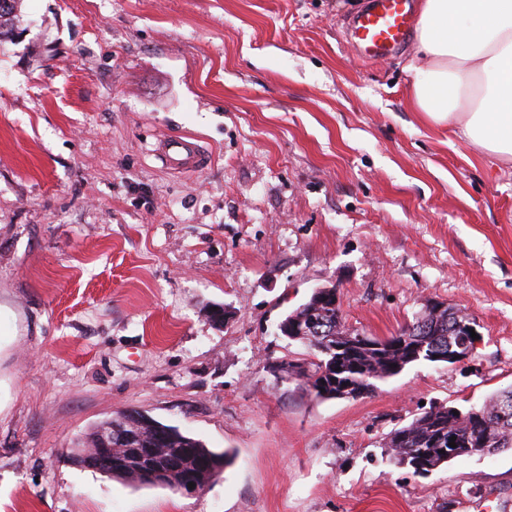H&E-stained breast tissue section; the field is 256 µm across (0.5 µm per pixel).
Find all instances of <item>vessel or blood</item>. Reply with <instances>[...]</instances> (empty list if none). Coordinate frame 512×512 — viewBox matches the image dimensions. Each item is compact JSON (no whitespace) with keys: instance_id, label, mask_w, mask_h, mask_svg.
<instances>
[{"instance_id":"b4317fda","label":"vessel or blood","mask_w":512,"mask_h":512,"mask_svg":"<svg viewBox=\"0 0 512 512\" xmlns=\"http://www.w3.org/2000/svg\"><path fill=\"white\" fill-rule=\"evenodd\" d=\"M415 25L410 0H370L368 7L349 23V35L368 59L389 57L408 44ZM167 170L177 173L203 168L208 155L193 138H167L159 148Z\"/></svg>"}]
</instances>
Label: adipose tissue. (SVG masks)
I'll use <instances>...</instances> for the list:
<instances>
[{"label": "adipose tissue", "instance_id": "adipose-tissue-1", "mask_svg": "<svg viewBox=\"0 0 512 512\" xmlns=\"http://www.w3.org/2000/svg\"><path fill=\"white\" fill-rule=\"evenodd\" d=\"M413 108L433 125L462 114L481 151L512 162V0H422Z\"/></svg>", "mask_w": 512, "mask_h": 512}]
</instances>
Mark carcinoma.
Here are the masks:
<instances>
[{
	"label": "carcinoma",
	"mask_w": 512,
	"mask_h": 512,
	"mask_svg": "<svg viewBox=\"0 0 512 512\" xmlns=\"http://www.w3.org/2000/svg\"><path fill=\"white\" fill-rule=\"evenodd\" d=\"M21 0H0V44L11 39L13 17ZM470 319L460 309L449 307L435 315L428 308L419 311L413 323L387 338L368 336L346 325L337 288H315L309 298L288 312L278 323L280 335L297 341L313 351L315 360L304 366L288 357L276 361L274 371L295 375L314 398L336 399V392L346 389L349 398L366 397L376 389V382L399 375L407 366L419 361H435L463 341L458 322ZM509 406L503 417V406ZM118 413L96 425L80 441L79 452L97 448L101 430L108 427L133 432L138 447L117 448L112 453L110 477L130 485L161 486L177 493L188 482L206 485L230 462L227 452L216 453L207 445L178 428L163 425L167 443L156 437L157 420L129 426ZM456 437L461 452L456 457L485 456L512 448V390L490 397L465 412L454 407L432 406L410 423L387 434L384 446L394 463L426 475L451 462L450 438ZM175 457L180 468L151 478L148 462L155 457Z\"/></svg>",
	"instance_id": "1"
}]
</instances>
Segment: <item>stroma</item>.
Listing matches in <instances>:
<instances>
[{"label":"stroma","instance_id":"35a3bbf8","mask_svg":"<svg viewBox=\"0 0 512 512\" xmlns=\"http://www.w3.org/2000/svg\"><path fill=\"white\" fill-rule=\"evenodd\" d=\"M365 0H23L0 44V512H512V450L421 477L384 439L512 387V164L411 107L416 44L365 61ZM209 155L173 173L158 146ZM396 334L442 301L480 339L318 400L279 336L313 288ZM229 313L214 322L212 308ZM134 409L232 462L193 493L81 467ZM159 154L164 167L176 173L197 171L208 161V154L191 137L164 139Z\"/></svg>","mask_w":512,"mask_h":512}]
</instances>
